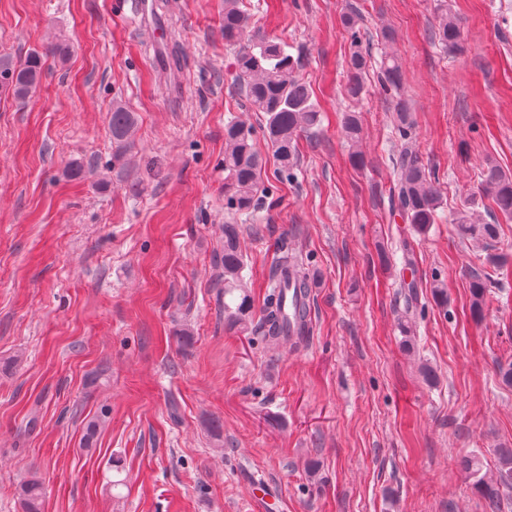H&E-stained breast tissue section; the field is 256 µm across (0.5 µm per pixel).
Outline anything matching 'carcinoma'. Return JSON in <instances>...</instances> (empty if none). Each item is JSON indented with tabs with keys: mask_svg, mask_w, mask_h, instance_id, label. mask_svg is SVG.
Here are the masks:
<instances>
[{
	"mask_svg": "<svg viewBox=\"0 0 512 512\" xmlns=\"http://www.w3.org/2000/svg\"><path fill=\"white\" fill-rule=\"evenodd\" d=\"M350 32V56L347 61V92L352 98L364 89V74L368 68L362 49L357 17L345 18ZM438 43L448 50L458 49L461 31L457 19L444 13L435 26ZM224 46L235 54L238 79L245 99L252 110L265 117L263 136L278 162L277 178L292 175L297 166L296 138L299 132L317 126L320 112L307 83L298 76V60L288 53V45L280 40L262 36L255 30L249 13L239 7V0H224ZM42 73V55L31 54L23 61L0 56V84L12 90L13 96L24 100L36 89ZM379 83L384 92H396L402 85L401 68L393 57H384L379 65ZM393 133L397 150L390 158L395 179L389 189L393 209L406 224L424 232L437 223L440 207L437 188L431 173L420 159L416 149L415 124L406 103L402 100L393 107ZM112 142L118 153L129 144L135 126L134 114L124 105L112 106L110 118ZM361 128L355 115L346 116L342 133L346 140L358 142ZM224 209L228 220L222 225L224 247L220 261L224 267V287L238 288L244 281L246 268L240 241L239 225L235 216L258 208L260 197L268 196L271 187L262 182L265 161L255 150L251 128L244 122L232 119L224 126ZM482 191L492 196L496 210L505 217H512V176L497 165L488 162L483 168ZM455 231L459 238L490 246L496 238L497 226L473 220L460 213ZM493 273L476 274L471 282L473 309L481 313L482 301L490 278L501 280L506 269L501 262L492 263ZM310 282V270L303 257L286 242L274 247L268 267L267 282L259 301V312H254L250 295L243 294L228 319L241 328L251 327L264 342L287 341L302 345L309 339L311 328L303 327L291 336L288 331V311L285 305L288 289H301ZM405 308L398 322L402 343L410 347L416 319L423 316L420 291L415 280L402 282ZM460 466L473 480V486L485 501L488 512H501L505 493L512 489V449L498 452L497 473L493 477L482 474L480 461L475 457L461 460ZM18 499L22 512H41L45 495L44 485L36 475L24 479L18 486Z\"/></svg>",
	"mask_w": 512,
	"mask_h": 512,
	"instance_id": "1",
	"label": "carcinoma"
}]
</instances>
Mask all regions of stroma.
<instances>
[{"mask_svg": "<svg viewBox=\"0 0 512 512\" xmlns=\"http://www.w3.org/2000/svg\"><path fill=\"white\" fill-rule=\"evenodd\" d=\"M245 3L288 42L323 114L299 137L293 177L240 222L251 295L280 240L314 271L299 347L265 346L224 313L240 300L213 261L225 124L239 117L267 149L224 45V0H168L179 62L167 69L119 0H0V53L44 56L28 99L0 87V512H21L16 489L33 473L42 512H484L459 461L478 456L492 476L497 449L512 448V386L498 375L512 363V280L474 314L484 254L454 224L467 209L497 225L493 247L512 264V220L479 180L489 161L512 175V0ZM445 10L462 51L432 37ZM355 11L371 72L351 99ZM59 41L63 61L48 53ZM388 53L439 177V219L422 236L389 208L392 109L374 75ZM117 100L137 118L119 160ZM404 242L426 306L408 350Z\"/></svg>", "mask_w": 512, "mask_h": 512, "instance_id": "1", "label": "stroma"}]
</instances>
